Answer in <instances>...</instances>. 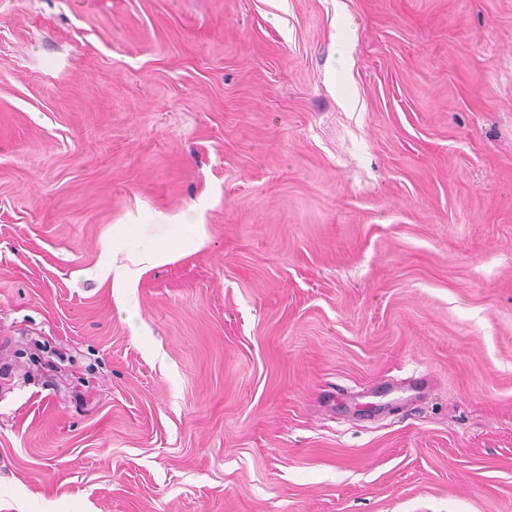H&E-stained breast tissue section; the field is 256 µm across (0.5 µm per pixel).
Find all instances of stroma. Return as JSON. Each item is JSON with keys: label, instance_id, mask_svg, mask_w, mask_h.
Listing matches in <instances>:
<instances>
[{"label": "stroma", "instance_id": "obj_1", "mask_svg": "<svg viewBox=\"0 0 512 512\" xmlns=\"http://www.w3.org/2000/svg\"><path fill=\"white\" fill-rule=\"evenodd\" d=\"M0 512H512V0H0ZM170 224L173 235L141 241L142 224H118L112 231V253H105L100 267L105 279L112 277L113 287L138 281L147 270L164 264L176 255L191 254L204 243V224Z\"/></svg>", "mask_w": 512, "mask_h": 512}]
</instances>
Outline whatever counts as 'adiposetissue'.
Segmentation results:
<instances>
[{"label": "adipose tissue", "mask_w": 512, "mask_h": 512, "mask_svg": "<svg viewBox=\"0 0 512 512\" xmlns=\"http://www.w3.org/2000/svg\"><path fill=\"white\" fill-rule=\"evenodd\" d=\"M203 243V227L194 222L176 225L169 237L148 241L142 240L140 225L119 224L112 231L111 252L101 257V271L113 286H126L174 256L196 252Z\"/></svg>", "instance_id": "ef3b65f1"}]
</instances>
